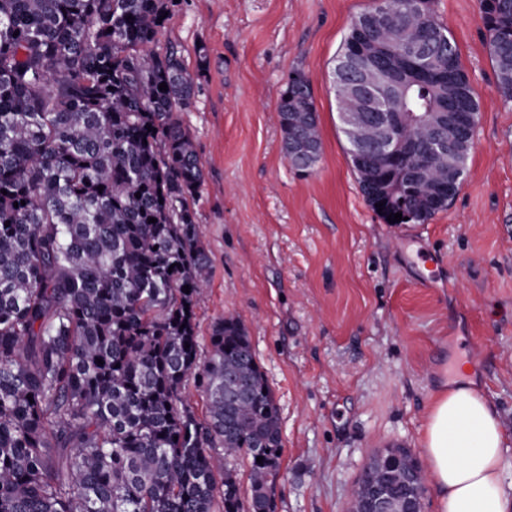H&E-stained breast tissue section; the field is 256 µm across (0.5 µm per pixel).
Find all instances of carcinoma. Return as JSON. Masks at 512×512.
<instances>
[{"mask_svg": "<svg viewBox=\"0 0 512 512\" xmlns=\"http://www.w3.org/2000/svg\"><path fill=\"white\" fill-rule=\"evenodd\" d=\"M429 3L373 0L334 68L353 83L424 39L423 59L377 104L399 127L396 160L379 155L368 128L351 132L355 102L337 97L367 203L403 224L448 207L478 120L457 46ZM175 6L0 0V512H241L225 464L238 454L250 460L251 512H274L279 408L237 317L213 325L197 366L193 316L209 257L189 201L204 175L180 117L197 86L177 50L150 49ZM479 10L512 101V0H479ZM355 41L370 54L346 69ZM276 112L282 149H307L292 168L310 174L321 140L305 74L289 77ZM430 112L455 114V130L444 122L432 133ZM198 367L203 422L185 393ZM394 453L398 483L417 459Z\"/></svg>", "mask_w": 512, "mask_h": 512, "instance_id": "obj_1", "label": "carcinoma"}]
</instances>
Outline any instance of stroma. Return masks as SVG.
Wrapping results in <instances>:
<instances>
[{
  "instance_id": "stroma-1",
  "label": "stroma",
  "mask_w": 512,
  "mask_h": 512,
  "mask_svg": "<svg viewBox=\"0 0 512 512\" xmlns=\"http://www.w3.org/2000/svg\"><path fill=\"white\" fill-rule=\"evenodd\" d=\"M373 0H179L154 44L176 48L198 92L181 119L204 183L194 204L211 260L194 308L199 360L216 321L245 325L279 406L275 512H349L379 450L423 457L429 410L469 363L506 432L512 484V103L496 81L478 0H431L478 103L462 185L423 224L365 201L341 131L333 67ZM311 81L322 151L298 176L276 106Z\"/></svg>"
}]
</instances>
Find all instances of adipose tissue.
<instances>
[{"label": "adipose tissue", "instance_id": "obj_1", "mask_svg": "<svg viewBox=\"0 0 512 512\" xmlns=\"http://www.w3.org/2000/svg\"><path fill=\"white\" fill-rule=\"evenodd\" d=\"M504 445L499 417L480 391L459 385L439 395L424 440L439 512H512Z\"/></svg>", "mask_w": 512, "mask_h": 512}]
</instances>
